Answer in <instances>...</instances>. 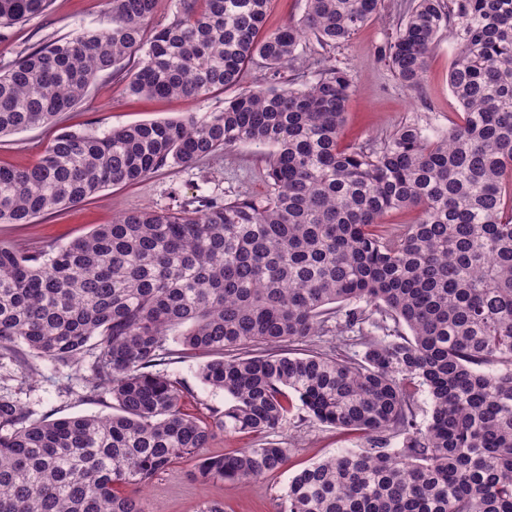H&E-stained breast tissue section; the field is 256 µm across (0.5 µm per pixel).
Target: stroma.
I'll return each instance as SVG.
<instances>
[{
  "label": "stroma",
  "mask_w": 512,
  "mask_h": 512,
  "mask_svg": "<svg viewBox=\"0 0 512 512\" xmlns=\"http://www.w3.org/2000/svg\"><path fill=\"white\" fill-rule=\"evenodd\" d=\"M404 3L405 0H381L379 19L367 23L351 41L329 52L332 63L346 70L351 80L344 143L380 140L405 123L419 124L430 135L442 136L448 132L450 118L461 110L448 84V73L458 51V43L451 34L439 35L419 88L403 85L384 61L382 52L396 33ZM110 19L108 0H52L45 13L0 37V68L47 41L85 29H105ZM227 97V92L217 91L196 101L137 98L128 95L124 85L103 77L73 110L60 114L57 126L28 129L0 138V166L25 168L35 164L59 126L100 135L130 124L178 119L187 112H217L223 109ZM268 152V146L243 143L215 159H204L189 167L162 169L136 185L106 187L66 211L42 216L33 223H0V242L35 250L49 241L68 243L127 211L178 209L203 192L263 194L266 185L262 167ZM172 350L165 370L188 388L183 400L185 410L200 419H210L213 412L227 405V396L201 382L199 358L180 357L181 347L177 344ZM36 368L32 378L23 380L10 361L0 360V395L17 400L33 419L111 413V395H89L84 382L90 373L88 367L75 371L40 361ZM266 442L290 449L291 459L286 468L244 486L230 480L198 478L194 474L195 459H183L151 482L145 494L148 508L152 512H204L211 503L219 502L224 512H280L281 498L299 469L342 449L362 445L356 436L295 417L268 434L218 436L206 453L232 454Z\"/></svg>",
  "instance_id": "35a3bbf8"
}]
</instances>
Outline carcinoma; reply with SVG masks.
<instances>
[{
	"label": "carcinoma",
	"instance_id": "obj_1",
	"mask_svg": "<svg viewBox=\"0 0 512 512\" xmlns=\"http://www.w3.org/2000/svg\"><path fill=\"white\" fill-rule=\"evenodd\" d=\"M270 0H110L100 32L39 45L0 69V137L51 125L103 76L133 96L195 100L266 81L224 109L103 135L61 131L31 168L0 167V223L28 224L109 185L273 148L259 196L202 195L176 211L138 210L65 245L0 244V359L32 376L33 356L91 358L88 391L117 413L33 420L0 396V512H147L141 489L219 434L310 420L355 434L296 474L283 512H512V0H411L384 58L420 86L440 32L463 112L448 134L405 123L344 145L350 79L302 43L350 41L379 0H306L269 30ZM50 0H0V33ZM417 208V223L382 218ZM363 346L288 349L311 337ZM209 356L201 381L229 404L202 422L163 366L169 340ZM431 416L416 421L414 389ZM400 439V446L390 447ZM278 443L200 461L243 485L282 469Z\"/></svg>",
	"mask_w": 512,
	"mask_h": 512
}]
</instances>
